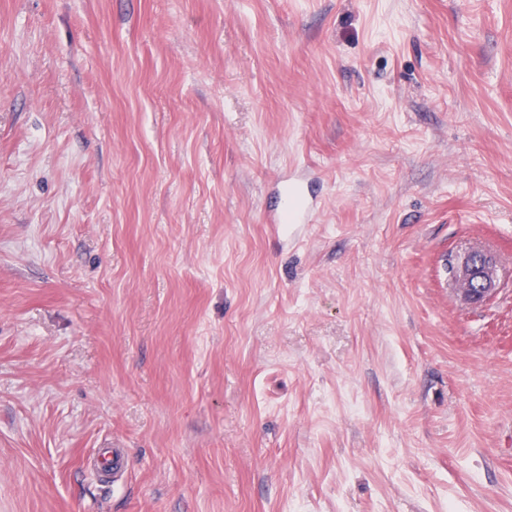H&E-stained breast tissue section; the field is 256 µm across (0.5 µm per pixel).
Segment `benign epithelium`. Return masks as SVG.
<instances>
[{"label":"benign epithelium","instance_id":"obj_1","mask_svg":"<svg viewBox=\"0 0 512 512\" xmlns=\"http://www.w3.org/2000/svg\"><path fill=\"white\" fill-rule=\"evenodd\" d=\"M445 266L454 291L465 305H480L499 290L498 260L480 246H471L455 254L446 260Z\"/></svg>","mask_w":512,"mask_h":512}]
</instances>
